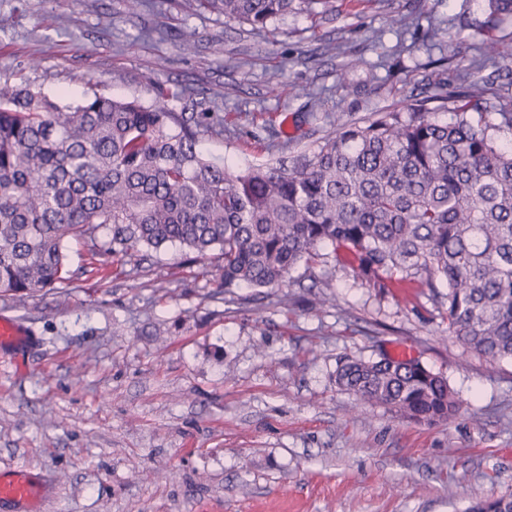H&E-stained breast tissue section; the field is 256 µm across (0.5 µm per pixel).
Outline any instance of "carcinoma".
Instances as JSON below:
<instances>
[{
    "label": "carcinoma",
    "mask_w": 512,
    "mask_h": 512,
    "mask_svg": "<svg viewBox=\"0 0 512 512\" xmlns=\"http://www.w3.org/2000/svg\"><path fill=\"white\" fill-rule=\"evenodd\" d=\"M182 0L265 26L296 2ZM473 81L451 122L453 94H431L367 121H344L286 170L279 162L235 175L199 149L211 112H178L176 85L161 100L97 92L62 104L30 86L0 85V292L34 296L73 281L66 248L101 252L177 245L217 250L224 287L273 288L325 245L347 244L359 273L378 281L424 277L445 307L448 334L489 362L512 359V101ZM492 115L475 125L470 112ZM109 231L98 244V232ZM336 385L363 404L391 406L423 423L447 422L462 404L418 363L347 359ZM467 512H512V495Z\"/></svg>",
    "instance_id": "1"
}]
</instances>
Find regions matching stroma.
<instances>
[{
	"mask_svg": "<svg viewBox=\"0 0 512 512\" xmlns=\"http://www.w3.org/2000/svg\"><path fill=\"white\" fill-rule=\"evenodd\" d=\"M512 44L488 0H317L267 27L169 0H0V83L65 101L92 92L223 119L202 150L229 171L293 165L336 117L421 99ZM282 130L281 138L269 129ZM44 295L0 297L27 332L0 348V470L49 486L43 512H466L512 494V360L448 335L432 289L356 276L345 246L281 288L225 287L217 259L138 247L87 260ZM441 374L464 411L445 423L340 391L347 358Z\"/></svg>",
	"mask_w": 512,
	"mask_h": 512,
	"instance_id": "1",
	"label": "stroma"
}]
</instances>
